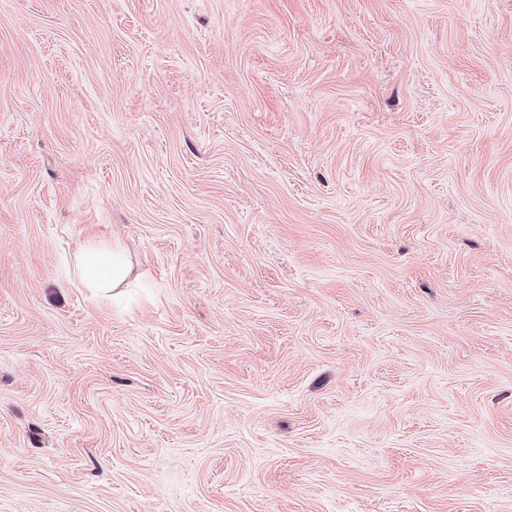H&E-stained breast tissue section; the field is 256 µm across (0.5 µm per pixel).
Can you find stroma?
Instances as JSON below:
<instances>
[{
    "instance_id": "stroma-1",
    "label": "stroma",
    "mask_w": 512,
    "mask_h": 512,
    "mask_svg": "<svg viewBox=\"0 0 512 512\" xmlns=\"http://www.w3.org/2000/svg\"><path fill=\"white\" fill-rule=\"evenodd\" d=\"M0 512H512V0H0ZM80 274L82 281L93 287L101 286L112 275V284L115 287L120 276V267L114 249L85 254Z\"/></svg>"
}]
</instances>
